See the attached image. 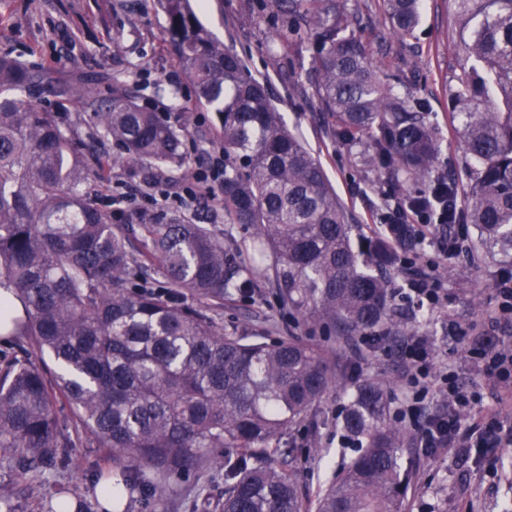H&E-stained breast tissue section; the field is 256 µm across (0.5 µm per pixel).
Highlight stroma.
Returning <instances> with one entry per match:
<instances>
[{"mask_svg": "<svg viewBox=\"0 0 512 512\" xmlns=\"http://www.w3.org/2000/svg\"><path fill=\"white\" fill-rule=\"evenodd\" d=\"M356 9L355 32L369 46L375 60L407 74L408 92L426 101L440 143L435 165L437 175H447L450 161L462 153L461 141L452 129L448 114V88L462 54L459 22L450 0H426L421 24L414 40L398 44L384 23L383 0H349ZM200 24L218 43L235 50L250 71L264 78L277 109L289 130L298 135L320 160L342 204L350 214L354 235L380 236L384 227L377 220L378 198L371 191L373 173L359 168L353 156L336 144L312 96L302 89L304 70L312 63L311 51H303L302 67L282 74L269 50L273 31L267 16L245 12L241 0H192ZM166 20L154 0H0V54L9 53L24 61L50 66L71 79H92L109 73L114 80L144 87L147 107L172 111L171 91H179L181 102L192 111V122L184 151L190 167L206 165L219 143L215 112L197 103L194 91L175 56L165 32ZM64 129L70 130L86 147L83 155L93 176L82 190L113 223L129 228L155 220L186 219L213 225L225 245L237 248V260L250 262V234L240 225L225 221L222 209L209 203L182 198L181 182L158 170V189H148L138 169L112 164L118 150L109 141H95L94 129L76 105L59 113ZM453 272L441 279L439 304L418 310L420 333L433 348L435 364L458 372L466 389L483 394L484 407L512 422V397L495 398L465 350L475 324L491 325L493 335L512 345V324H491L496 308L492 288L503 265L495 258L480 264L456 257L448 262ZM217 322L225 333L275 339L294 327V317L282 307L271 280L258 278L248 299L225 301ZM337 363L351 362L358 377L383 381L393 408H400L406 393V363L396 343L378 339L363 349L362 357L349 350L336 353ZM346 401L343 387L331 389L318 407L316 421H304L283 442H295L292 465L298 490L307 500L335 480L355 455L352 445L342 441L336 426ZM71 455L77 467L45 474L20 475L13 463L0 458V512H39L49 497L66 495L84 501L89 512H99L95 496L100 474L112 468L105 456L81 431H74ZM500 462L489 469L480 449L461 452L436 448L422 453L406 442L403 456L415 470L417 490L410 494L406 512H512V446L498 449ZM193 480L170 479L164 501L135 499L134 512H196Z\"/></svg>", "mask_w": 512, "mask_h": 512, "instance_id": "35a3bbf8", "label": "stroma"}]
</instances>
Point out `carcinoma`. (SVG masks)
Wrapping results in <instances>:
<instances>
[{
    "label": "carcinoma",
    "mask_w": 512,
    "mask_h": 512,
    "mask_svg": "<svg viewBox=\"0 0 512 512\" xmlns=\"http://www.w3.org/2000/svg\"><path fill=\"white\" fill-rule=\"evenodd\" d=\"M463 64L449 89L466 182L434 177L440 145L427 104L402 93L404 72L387 71L354 33L347 0H244L270 12L276 56L298 68L313 51L305 84L339 146L375 174L385 235L352 242V225L322 165L288 131L265 83L213 41L190 0H157L179 63L199 104L216 112L224 145V219L252 230L257 258L237 266L224 239L178 219L141 226L146 249L79 186L88 179L57 108L77 102L115 162L179 170L190 109L173 124L140 103L136 84L107 81L106 95L0 55V292L20 301L0 321L15 337L0 354V457L20 474L65 469L69 433L56 414L112 455V507L130 490L161 501L170 478L199 477L215 450L224 493L201 512H405L413 473L404 431L390 417L383 382L350 378L322 348L292 333L267 342L228 336L216 314L224 297L246 296L272 274L296 323L334 337L339 348L367 336L418 332L394 307L399 274L414 271L423 234L402 224L409 209L435 222L472 225L448 237L467 260L512 263V0H452ZM392 35L415 37L422 0H384ZM41 91L49 104L22 103ZM419 185L415 195H401ZM468 197L459 206V191ZM51 354V376L32 361ZM350 384L339 426L362 451L315 504L284 467L280 436L314 416L329 390ZM263 454L282 463L251 465Z\"/></svg>",
    "instance_id": "cac0c4a2"
}]
</instances>
